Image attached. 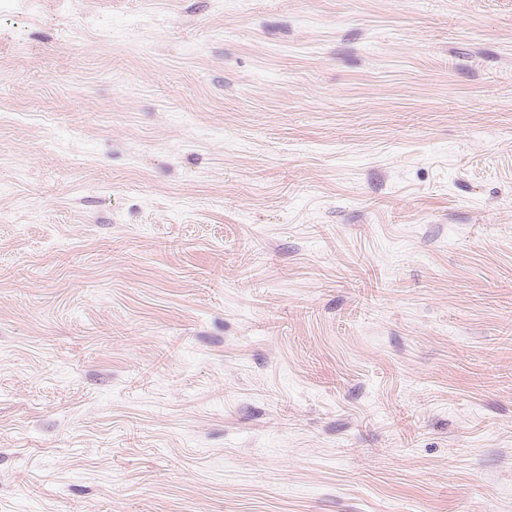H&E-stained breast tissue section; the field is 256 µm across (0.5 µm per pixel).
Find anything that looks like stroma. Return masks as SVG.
Returning a JSON list of instances; mask_svg holds the SVG:
<instances>
[{
  "label": "stroma",
  "mask_w": 512,
  "mask_h": 512,
  "mask_svg": "<svg viewBox=\"0 0 512 512\" xmlns=\"http://www.w3.org/2000/svg\"><path fill=\"white\" fill-rule=\"evenodd\" d=\"M0 512H512V0H0Z\"/></svg>",
  "instance_id": "obj_1"
}]
</instances>
